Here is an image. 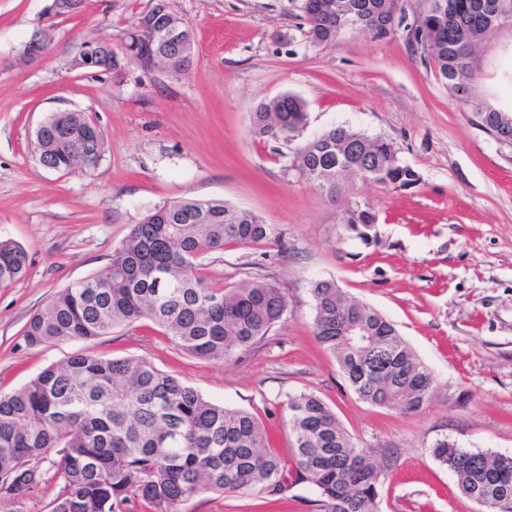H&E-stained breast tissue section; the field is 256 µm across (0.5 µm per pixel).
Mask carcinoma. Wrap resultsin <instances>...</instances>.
<instances>
[{"label":"carcinoma","instance_id":"carcinoma-1","mask_svg":"<svg viewBox=\"0 0 512 512\" xmlns=\"http://www.w3.org/2000/svg\"><path fill=\"white\" fill-rule=\"evenodd\" d=\"M314 44L344 30L387 32L395 0H300ZM512 24V0H428L418 36L453 93L467 94L476 50ZM179 31V41L167 31ZM194 33L180 15L142 14L126 36L127 63L170 75L188 70ZM478 123L512 145V112L475 104ZM308 124L307 105L287 93L251 115L253 135L290 143ZM104 151L101 130L79 112H53L38 129L35 156L62 171L83 163L70 136ZM289 169L332 202L345 200L339 223L365 243L377 239L379 216L359 201L356 183L405 189L419 180L392 144L335 125L295 149ZM271 230L254 212L221 200L182 198L132 226L104 270L55 294L23 330L26 346L90 340L148 321L199 359L236 362L268 335L287 311L284 293L260 275L231 288L204 274L205 257L228 244L250 245ZM30 265L17 243L0 240V285L22 279ZM313 332L336 358L356 396L379 407L414 413L436 393L434 379L393 323L347 297L333 280L312 285ZM363 330L356 345L350 325ZM294 462L270 449L253 413L205 398L143 358L82 353L50 365L23 388L0 392V493L22 496L29 480L57 486L50 512H124L138 502L150 512H182L194 497L218 491L278 499L298 483L318 492L310 512H378L382 468L372 449L358 447L336 413L313 393L288 396ZM432 454L457 480L461 494L490 512H512V456L466 450L444 437Z\"/></svg>","mask_w":512,"mask_h":512}]
</instances>
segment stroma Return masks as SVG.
<instances>
[{
	"instance_id": "35a3bbf8",
	"label": "stroma",
	"mask_w": 512,
	"mask_h": 512,
	"mask_svg": "<svg viewBox=\"0 0 512 512\" xmlns=\"http://www.w3.org/2000/svg\"><path fill=\"white\" fill-rule=\"evenodd\" d=\"M51 3L0 0V239L30 258L24 279L0 287V391L83 351L145 358L209 400L259 415L286 460L287 398L313 393L384 460L379 512H485L460 496L431 447L446 437L512 455V147L478 125L471 99L449 92L411 36L425 0H399L403 21L387 34L347 30L324 44L309 40L296 0H167L195 35L191 66L176 76L133 63L117 75L67 65L83 40L120 45L154 0H83L67 14ZM37 35L47 49L31 60L23 48ZM477 56L475 95L511 108L512 26ZM285 93L307 104L306 137L349 125L385 138L418 173L407 189L358 185L379 213L376 242L344 233L339 205L289 170L291 145L253 137L252 112ZM59 109L101 129L94 168L37 162L34 132ZM184 197L252 210L272 231L206 259L209 278L233 287L266 275L288 302L240 362L193 357L149 327L24 344L26 323L55 293L99 273L133 224ZM330 278L396 324L428 366L437 391L423 410L375 407L353 393L312 332L311 288ZM315 497L308 483L276 503L205 492L183 512H308Z\"/></svg>"
}]
</instances>
